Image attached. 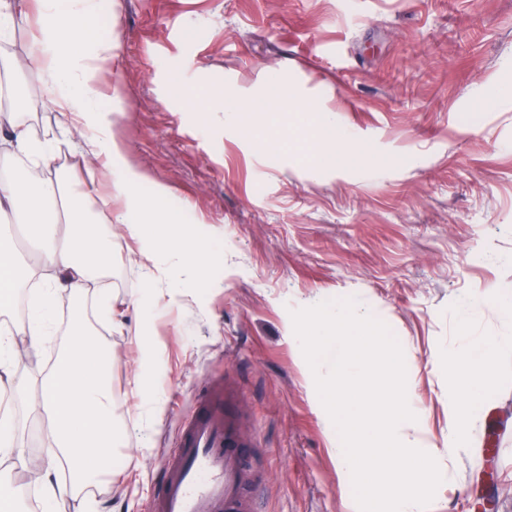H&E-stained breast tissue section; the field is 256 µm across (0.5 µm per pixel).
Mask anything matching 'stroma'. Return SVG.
<instances>
[{"mask_svg":"<svg viewBox=\"0 0 512 512\" xmlns=\"http://www.w3.org/2000/svg\"><path fill=\"white\" fill-rule=\"evenodd\" d=\"M100 33L116 54L120 95L102 102L114 134L145 177L141 196L163 185L160 206L207 243L209 286L171 264L146 281L138 243L121 237L106 285L111 319L97 311V286L58 293L55 331L19 371L37 383L81 316L112 353L117 441L104 479L65 497L61 512H149L162 460L216 383L230 391L225 405L253 462L255 512H358L290 312L354 297L386 323L417 422L441 443L440 348L459 343L449 306L462 303L495 338L512 330L490 301L512 296V0H114ZM18 78L21 120L56 139V169L69 177L78 142L44 107L41 73ZM276 85L298 111L269 114L253 136L226 121L224 100L244 111ZM493 85L497 102L481 108L478 92ZM190 98L210 100L211 112L191 111ZM326 113L369 160L339 171L308 157ZM258 136L280 139L282 151H261ZM144 341L156 346L146 370L136 365ZM442 463L445 482L425 512H474L486 467L496 512H512V383L485 400L469 444Z\"/></svg>","mask_w":512,"mask_h":512,"instance_id":"35a3bbf8","label":"stroma"}]
</instances>
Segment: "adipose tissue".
I'll return each instance as SVG.
<instances>
[{
    "instance_id": "1",
    "label": "adipose tissue",
    "mask_w": 512,
    "mask_h": 512,
    "mask_svg": "<svg viewBox=\"0 0 512 512\" xmlns=\"http://www.w3.org/2000/svg\"><path fill=\"white\" fill-rule=\"evenodd\" d=\"M112 0H35L36 28L25 58H11L4 71L37 69L43 78L45 106L59 112V125L83 143L82 158L98 174V183L120 200L113 222L122 237L150 241L155 249L185 259L198 287H206L201 248L184 224L143 202L137 187L143 176L126 159L112 131V115L101 107L112 81L115 60L111 40L98 23ZM7 142L26 167L13 179H0V222L33 230L40 276L27 301L25 347L0 336V394L33 395L43 412L49 452L37 463L36 480H49L66 466L80 485L99 483L102 461L113 447L110 371L112 355L82 327H74L67 349L43 371L37 387L19 376L21 358L39 354L56 324L59 291L83 293L102 279L112 259L111 234L100 229L89 205L95 189L80 180L62 185L52 160L55 142L34 138L13 115ZM23 285L21 257L12 238L0 234V310L11 309Z\"/></svg>"
}]
</instances>
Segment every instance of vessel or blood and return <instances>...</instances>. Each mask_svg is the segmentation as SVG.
Wrapping results in <instances>:
<instances>
[{"mask_svg": "<svg viewBox=\"0 0 512 512\" xmlns=\"http://www.w3.org/2000/svg\"><path fill=\"white\" fill-rule=\"evenodd\" d=\"M224 392L206 391L184 425L179 447L161 466L163 485L153 512H249L241 488L248 477Z\"/></svg>", "mask_w": 512, "mask_h": 512, "instance_id": "obj_1", "label": "vessel or blood"}]
</instances>
